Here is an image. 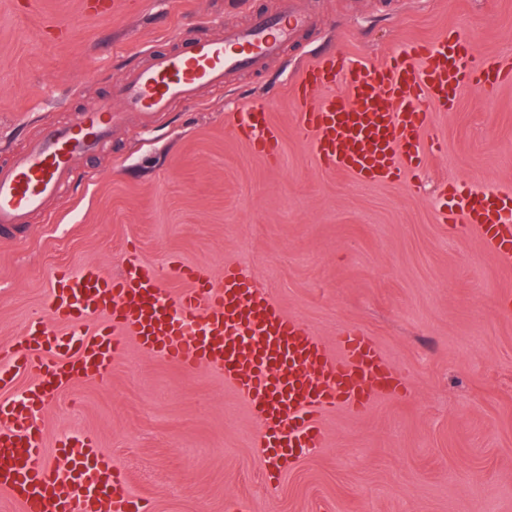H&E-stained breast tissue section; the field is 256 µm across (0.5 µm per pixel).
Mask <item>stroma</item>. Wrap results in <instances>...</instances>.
<instances>
[{
  "instance_id": "stroma-1",
  "label": "stroma",
  "mask_w": 512,
  "mask_h": 512,
  "mask_svg": "<svg viewBox=\"0 0 512 512\" xmlns=\"http://www.w3.org/2000/svg\"><path fill=\"white\" fill-rule=\"evenodd\" d=\"M119 0L86 15L82 0H0V160L42 126L67 124L106 101L126 70L183 15L215 38L275 0ZM313 17L278 57L174 106L143 127L120 115L111 140L79 160L75 178L28 223L0 238V346L46 306L53 273L118 271L136 248L162 268L178 259L221 277L249 267L263 292L326 345L365 329L400 368L405 398L378 397L356 416L320 418L323 447L263 475L257 421L215 372L186 373L122 339L104 383L77 381L39 415L45 456L91 433L151 512H512V268L465 224L437 221L439 186L512 190V85L463 92L435 116L444 139L418 184L361 185L320 168L293 133V72L343 40L379 61L400 44L455 26L490 56L512 57V0H307ZM71 22L60 37L50 20ZM281 140L278 163L232 128L234 94L263 99Z\"/></svg>"
}]
</instances>
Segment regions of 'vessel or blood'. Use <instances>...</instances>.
Returning a JSON list of instances; mask_svg holds the SVG:
<instances>
[{
	"instance_id": "1",
	"label": "vessel or blood",
	"mask_w": 512,
	"mask_h": 512,
	"mask_svg": "<svg viewBox=\"0 0 512 512\" xmlns=\"http://www.w3.org/2000/svg\"><path fill=\"white\" fill-rule=\"evenodd\" d=\"M309 24L299 0H279L275 12L257 13L216 40L173 34L176 48L152 52L127 72L113 85L110 103L75 123L45 128L24 154L0 164V228L25 223L57 196L78 160L111 137L118 113L135 112L150 123L154 114L197 101L203 89L280 54ZM510 82L512 60L481 54L456 27L407 42L375 63L339 46L312 57L292 87L295 136L321 167L357 182H415L442 147L431 134L436 112L454 111L465 89L490 92ZM233 127L258 153L278 159L279 137L265 107L241 106ZM442 194L440 223L469 224L502 265L512 266V193L447 182ZM169 277L186 284L178 296L165 287ZM123 335L184 371L209 367L233 387L258 421L271 483L290 461L323 446L319 415H361L378 395L407 394L402 370L363 329H341L327 349L258 288L248 267L225 265L215 280L176 260L164 274L130 252L114 273L63 268L52 277L45 311L31 315L20 341L0 348V389L20 374L36 377L21 398L0 400V491L22 512H99L103 502L110 512H145L144 499L131 494L91 436L64 442L61 465H45L37 422L53 391L80 378L110 377Z\"/></svg>"
}]
</instances>
